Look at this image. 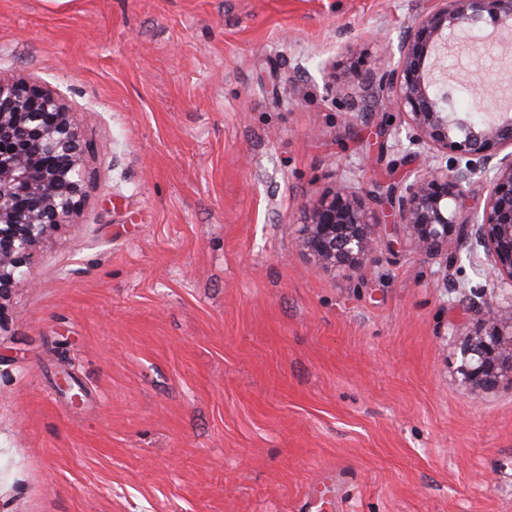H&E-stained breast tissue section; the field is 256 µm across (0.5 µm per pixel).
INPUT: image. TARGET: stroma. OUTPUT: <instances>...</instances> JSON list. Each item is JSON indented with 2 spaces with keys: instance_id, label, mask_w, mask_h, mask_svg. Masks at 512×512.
Instances as JSON below:
<instances>
[{
  "instance_id": "stroma-1",
  "label": "stroma",
  "mask_w": 512,
  "mask_h": 512,
  "mask_svg": "<svg viewBox=\"0 0 512 512\" xmlns=\"http://www.w3.org/2000/svg\"><path fill=\"white\" fill-rule=\"evenodd\" d=\"M432 0H0V73L88 148L69 223L0 312V512H512V382L457 371L497 279L464 243L346 276L297 244L349 169L389 186L385 95L351 130L322 68L386 60Z\"/></svg>"
}]
</instances>
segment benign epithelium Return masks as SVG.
I'll use <instances>...</instances> for the list:
<instances>
[{
    "label": "benign epithelium",
    "instance_id": "benign-epithelium-1",
    "mask_svg": "<svg viewBox=\"0 0 512 512\" xmlns=\"http://www.w3.org/2000/svg\"><path fill=\"white\" fill-rule=\"evenodd\" d=\"M402 36L396 65L361 68L339 61L327 74V92L340 99L346 83L385 92L404 116L405 137L392 133L394 147L410 158L422 152L446 164H430L390 187L362 190L350 175L333 183L305 207L298 244L323 269L351 275L371 265L380 233L402 234L424 255L448 251L465 235L469 258L480 255L497 272L496 284L465 295L482 315L484 330L459 351L458 373L471 391L486 392L512 381V316L502 315L498 295L512 301V109L478 104L481 119L448 103V39L486 18L512 27V0H433ZM86 145L74 112L50 89L0 74V305L24 280L36 246L66 224L79 203L85 180ZM486 189L482 209L464 203L467 188Z\"/></svg>",
    "mask_w": 512,
    "mask_h": 512
}]
</instances>
